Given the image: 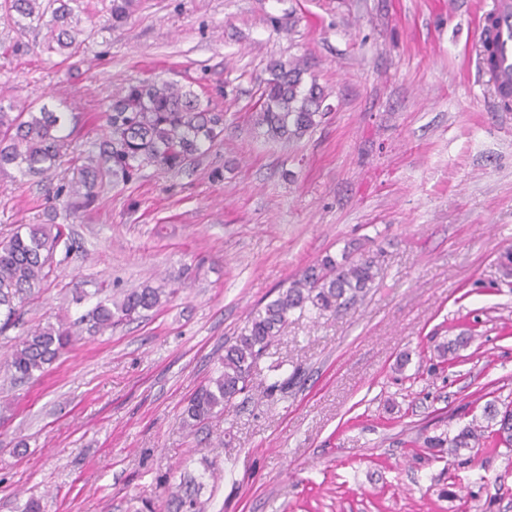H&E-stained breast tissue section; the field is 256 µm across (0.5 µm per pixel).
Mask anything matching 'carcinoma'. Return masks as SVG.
I'll return each mask as SVG.
<instances>
[{
  "label": "carcinoma",
  "mask_w": 512,
  "mask_h": 512,
  "mask_svg": "<svg viewBox=\"0 0 512 512\" xmlns=\"http://www.w3.org/2000/svg\"><path fill=\"white\" fill-rule=\"evenodd\" d=\"M135 8V0H110L108 25L125 21ZM8 20L22 32L44 30L39 46L50 55L67 60L80 51L77 39L79 14L84 0H4ZM306 68L300 62H275L270 66L260 95L256 126L266 138L290 142L299 140L322 118L325 94L316 81L306 87ZM110 139L103 153L112 167L89 164L80 169L75 181L53 184L54 174L70 154L71 133L65 132L64 113L43 104L14 111L13 103L0 100V171L13 168L21 178H38L44 183L46 201L54 205L65 200L72 215L95 202L94 189L112 176L129 181L148 165L180 172L199 160L224 137V113L213 100L192 85L163 79L130 85L112 97L104 112ZM71 250V236L65 224H30L24 233L0 241V335L19 325L21 309L35 289L50 276L53 255L59 247ZM380 274L370 257L341 259L330 255L306 267L277 297L251 315L241 333L224 346L221 369L187 401L182 413L184 427L195 429L214 414L231 406L250 388L257 360L288 323L289 315L311 308L332 311L356 301L359 294ZM164 290L148 284L127 291L119 299L98 301L78 320L89 334L139 319L142 312L162 305ZM73 326L48 323L17 337L7 363L13 378L28 380L68 352L79 340ZM483 416L495 422L497 443L512 447V408L503 410L493 403ZM484 429L473 420L451 436L425 440L429 448L448 447L458 455L480 445ZM202 469L185 470L179 482L167 488L166 512H204L201 500L209 472L207 459Z\"/></svg>",
  "instance_id": "1"
}]
</instances>
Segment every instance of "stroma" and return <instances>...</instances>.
<instances>
[{"label":"stroma","mask_w":512,"mask_h":512,"mask_svg":"<svg viewBox=\"0 0 512 512\" xmlns=\"http://www.w3.org/2000/svg\"><path fill=\"white\" fill-rule=\"evenodd\" d=\"M69 60L33 50L0 9V97L71 113L72 180L108 140L122 88L193 85L224 139L189 171L104 182L67 224L71 251L22 311L69 323L99 298L172 290L143 317L83 336L37 379L0 368V512L165 505L183 467L213 463L206 512H512V447H426L512 404V111L471 62L484 0H139L105 28L85 0ZM303 60L326 115L290 145L254 126L275 60ZM47 220L37 183L0 174V240ZM381 276L356 304L291 315L252 387L206 428L181 412L252 310L345 249ZM467 335L457 361L437 345ZM274 393H267V386Z\"/></svg>","instance_id":"obj_1"}]
</instances>
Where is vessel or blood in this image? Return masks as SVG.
<instances>
[{"label": "vessel or blood", "mask_w": 512, "mask_h": 512, "mask_svg": "<svg viewBox=\"0 0 512 512\" xmlns=\"http://www.w3.org/2000/svg\"><path fill=\"white\" fill-rule=\"evenodd\" d=\"M477 68L499 101L512 99V0H488L478 19Z\"/></svg>", "instance_id": "1"}]
</instances>
